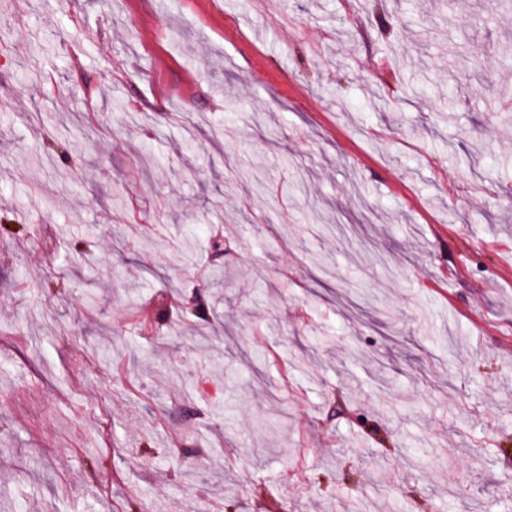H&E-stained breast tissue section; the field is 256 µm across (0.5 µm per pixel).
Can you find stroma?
<instances>
[{
    "label": "stroma",
    "instance_id": "stroma-1",
    "mask_svg": "<svg viewBox=\"0 0 512 512\" xmlns=\"http://www.w3.org/2000/svg\"><path fill=\"white\" fill-rule=\"evenodd\" d=\"M512 11L6 0L0 512H512Z\"/></svg>",
    "mask_w": 512,
    "mask_h": 512
}]
</instances>
